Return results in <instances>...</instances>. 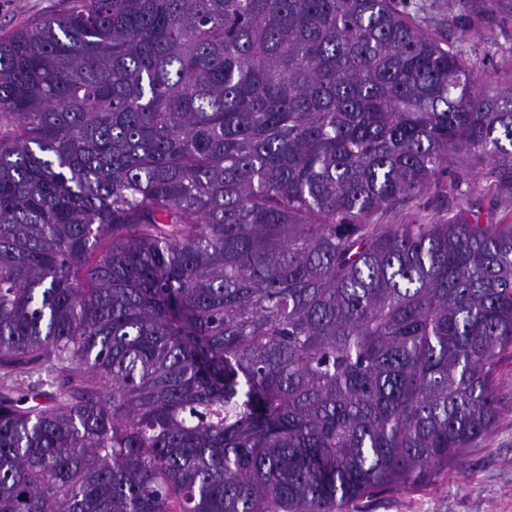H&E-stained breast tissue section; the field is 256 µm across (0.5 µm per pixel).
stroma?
<instances>
[{"mask_svg": "<svg viewBox=\"0 0 512 512\" xmlns=\"http://www.w3.org/2000/svg\"><path fill=\"white\" fill-rule=\"evenodd\" d=\"M464 0H405L407 11L428 20L440 39L456 38ZM59 0H0V35L54 12ZM495 45L480 46L471 58L479 64L512 63V21L490 15ZM501 409L489 434L465 449L457 464L408 493L377 492L353 504L351 512H512V353L496 371Z\"/></svg>", "mask_w": 512, "mask_h": 512, "instance_id": "35a3bbf8", "label": "stroma"}]
</instances>
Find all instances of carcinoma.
Listing matches in <instances>:
<instances>
[{
  "instance_id": "cac0c4a2",
  "label": "carcinoma",
  "mask_w": 512,
  "mask_h": 512,
  "mask_svg": "<svg viewBox=\"0 0 512 512\" xmlns=\"http://www.w3.org/2000/svg\"><path fill=\"white\" fill-rule=\"evenodd\" d=\"M59 2L0 36V512H349L492 429L512 0ZM466 0H453L451 3L455 5L453 9L454 15L457 17H448V0H406L404 6L409 12H419L422 17L428 18L427 27L432 34L440 39H455L459 34L461 15H464L462 9ZM487 27L491 29L496 36V45L479 46L476 52H473L469 57L476 64L482 67V63L490 67L496 64L498 66H507L512 61V54L510 48L512 47V21L501 18L498 15H490L487 18Z\"/></svg>"
}]
</instances>
